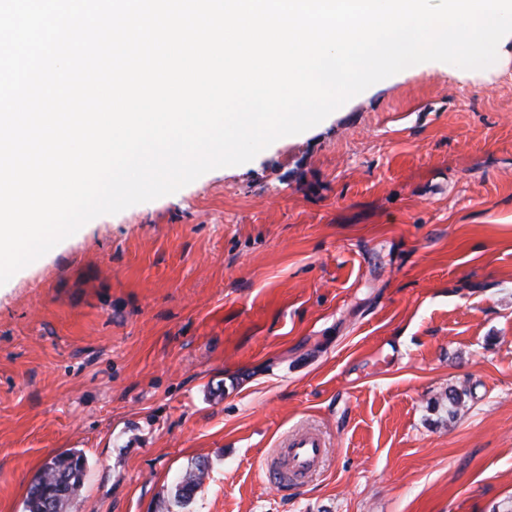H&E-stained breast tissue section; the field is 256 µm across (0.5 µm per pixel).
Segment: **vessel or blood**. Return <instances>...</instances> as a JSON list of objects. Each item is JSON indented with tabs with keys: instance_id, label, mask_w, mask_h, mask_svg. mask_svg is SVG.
<instances>
[{
	"instance_id": "1",
	"label": "vessel or blood",
	"mask_w": 512,
	"mask_h": 512,
	"mask_svg": "<svg viewBox=\"0 0 512 512\" xmlns=\"http://www.w3.org/2000/svg\"><path fill=\"white\" fill-rule=\"evenodd\" d=\"M327 444L316 429L295 430L275 450L272 476L277 483L301 484L316 472L326 454Z\"/></svg>"
}]
</instances>
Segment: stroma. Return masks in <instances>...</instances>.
Segmentation results:
<instances>
[{
  "label": "stroma",
  "mask_w": 512,
  "mask_h": 512,
  "mask_svg": "<svg viewBox=\"0 0 512 512\" xmlns=\"http://www.w3.org/2000/svg\"><path fill=\"white\" fill-rule=\"evenodd\" d=\"M462 392L460 404L449 396ZM330 448L300 488L274 448ZM512 512V41L404 70L0 285V512ZM327 444L316 429L295 430L275 450L272 476L279 484H302L323 462ZM87 461L70 450L51 458L34 477L25 502V512H66L81 493ZM209 465L205 460H197L183 473L175 493L176 503L186 506L195 492L201 487Z\"/></svg>",
  "instance_id": "stroma-1"
}]
</instances>
